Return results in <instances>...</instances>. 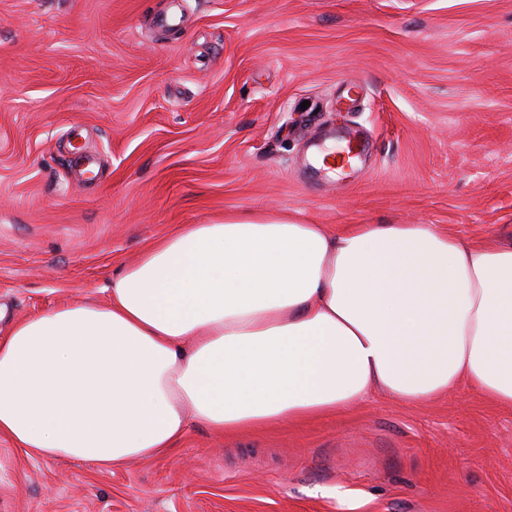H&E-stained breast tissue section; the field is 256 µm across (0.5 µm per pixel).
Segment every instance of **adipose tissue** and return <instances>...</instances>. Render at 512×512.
<instances>
[{"instance_id":"adipose-tissue-1","label":"adipose tissue","mask_w":512,"mask_h":512,"mask_svg":"<svg viewBox=\"0 0 512 512\" xmlns=\"http://www.w3.org/2000/svg\"><path fill=\"white\" fill-rule=\"evenodd\" d=\"M105 293L0 336V435L27 456L116 467L194 424L300 423L377 388L418 404L465 384L512 410V238L231 213L179 226Z\"/></svg>"}]
</instances>
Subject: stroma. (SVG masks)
<instances>
[{
  "mask_svg": "<svg viewBox=\"0 0 512 512\" xmlns=\"http://www.w3.org/2000/svg\"><path fill=\"white\" fill-rule=\"evenodd\" d=\"M350 132V177L308 166ZM268 209L511 235L512 0H0V336L104 301L177 225ZM0 512H512V410L377 391L113 469L0 437Z\"/></svg>",
  "mask_w": 512,
  "mask_h": 512,
  "instance_id": "35a3bbf8",
  "label": "stroma"
}]
</instances>
